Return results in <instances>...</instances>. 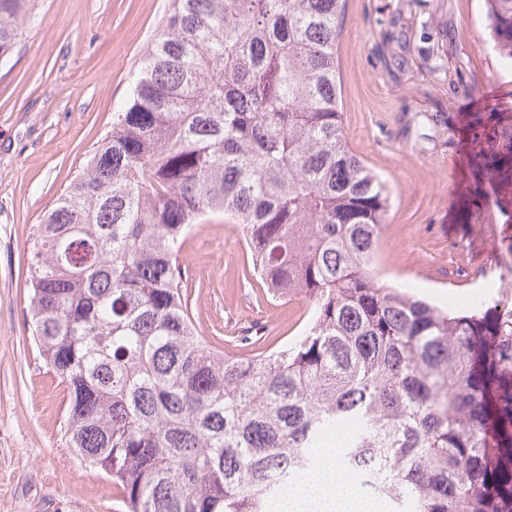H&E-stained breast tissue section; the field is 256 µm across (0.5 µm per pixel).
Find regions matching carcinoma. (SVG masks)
I'll return each instance as SVG.
<instances>
[{
	"mask_svg": "<svg viewBox=\"0 0 512 512\" xmlns=\"http://www.w3.org/2000/svg\"><path fill=\"white\" fill-rule=\"evenodd\" d=\"M512 64V0H484ZM347 0H173L112 130L44 211L28 329L67 391V447L127 512H267L350 429L341 468L394 512H512V304L464 314L381 280L390 190L349 148L337 44ZM0 0V59L35 22ZM488 188L512 129L482 134ZM239 224L302 333L207 345L179 261Z\"/></svg>",
	"mask_w": 512,
	"mask_h": 512,
	"instance_id": "obj_1",
	"label": "carcinoma"
}]
</instances>
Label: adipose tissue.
I'll list each match as a JSON object with an SVG mask.
<instances>
[{"mask_svg": "<svg viewBox=\"0 0 512 512\" xmlns=\"http://www.w3.org/2000/svg\"><path fill=\"white\" fill-rule=\"evenodd\" d=\"M336 458V453L326 452L317 469L284 491L273 512H369L355 499L353 481Z\"/></svg>", "mask_w": 512, "mask_h": 512, "instance_id": "ef3b65f1", "label": "adipose tissue"}]
</instances>
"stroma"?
Masks as SVG:
<instances>
[{"instance_id": "stroma-1", "label": "stroma", "mask_w": 512, "mask_h": 512, "mask_svg": "<svg viewBox=\"0 0 512 512\" xmlns=\"http://www.w3.org/2000/svg\"><path fill=\"white\" fill-rule=\"evenodd\" d=\"M170 5L40 0L38 23L0 63V512H123L111 480L61 442L66 393L28 330L26 278L35 225L111 129ZM483 11V0H348L340 22L344 133L392 195L379 270L444 305L459 269L476 278L512 262V172L460 219L485 180L477 134L512 124V65L493 51ZM241 237L214 220L180 254L200 332L232 355L239 336L291 340L308 309L245 276Z\"/></svg>"}]
</instances>
